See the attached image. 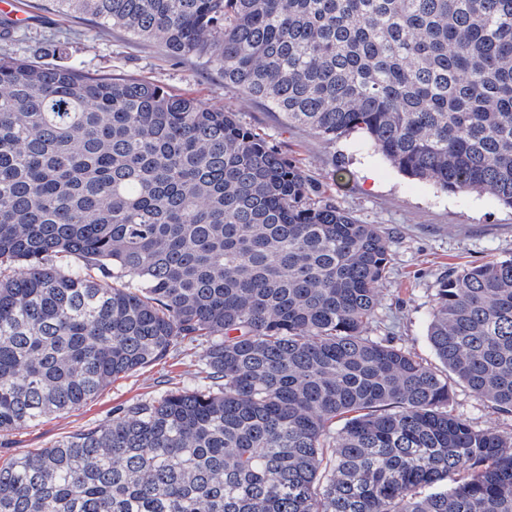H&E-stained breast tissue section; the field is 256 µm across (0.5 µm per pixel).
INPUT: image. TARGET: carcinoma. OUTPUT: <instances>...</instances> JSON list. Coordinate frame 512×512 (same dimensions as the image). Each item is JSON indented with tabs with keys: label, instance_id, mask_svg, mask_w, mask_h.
I'll list each match as a JSON object with an SVG mask.
<instances>
[{
	"label": "carcinoma",
	"instance_id": "cac0c4a2",
	"mask_svg": "<svg viewBox=\"0 0 512 512\" xmlns=\"http://www.w3.org/2000/svg\"><path fill=\"white\" fill-rule=\"evenodd\" d=\"M52 6L512 209V0ZM390 251L234 112L0 56V433L180 349L203 380L0 462V512H512V433L448 382L512 413V256L441 281L443 373L368 335ZM451 385V408L454 413L467 419L479 428H493L501 432H512V414H503L490 403L477 399L462 384L449 379Z\"/></svg>",
	"mask_w": 512,
	"mask_h": 512
}]
</instances>
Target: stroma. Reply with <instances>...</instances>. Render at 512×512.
<instances>
[{
  "label": "stroma",
  "instance_id": "obj_1",
  "mask_svg": "<svg viewBox=\"0 0 512 512\" xmlns=\"http://www.w3.org/2000/svg\"><path fill=\"white\" fill-rule=\"evenodd\" d=\"M22 3L29 21L16 28L11 39H0V55L145 79L174 93L191 94L203 106L237 113L244 125L320 182L337 207L362 223L380 225L391 241L392 264L381 287L371 335L395 337L408 351L436 363L427 332L441 279L460 267L512 256V210L493 196L443 192L399 173L359 146L357 138L327 144L303 128L286 126L263 102L247 100L226 87L216 69L192 59L172 61L158 45L132 39L119 29L99 35L90 23L52 10L49 0ZM340 160L350 171L343 182L334 178ZM198 362L193 352L174 351L156 364L116 378L79 408L0 436V457L50 447L88 425L111 420L115 407L172 387L195 386ZM451 393L455 414L480 428L512 432V414L498 412L461 384H452Z\"/></svg>",
  "mask_w": 512,
  "mask_h": 512
}]
</instances>
